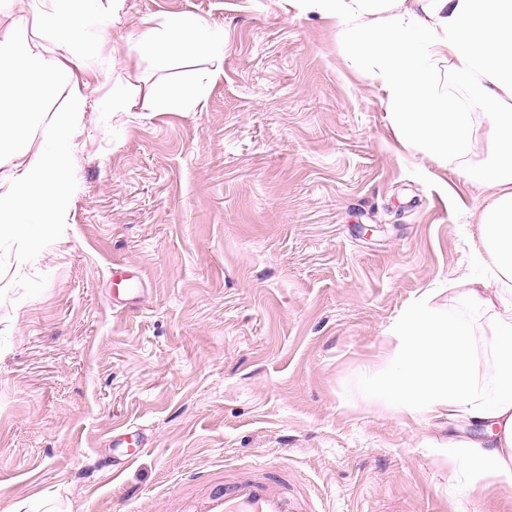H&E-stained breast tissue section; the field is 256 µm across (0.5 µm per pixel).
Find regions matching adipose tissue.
Wrapping results in <instances>:
<instances>
[{
	"instance_id": "1",
	"label": "adipose tissue",
	"mask_w": 512,
	"mask_h": 512,
	"mask_svg": "<svg viewBox=\"0 0 512 512\" xmlns=\"http://www.w3.org/2000/svg\"><path fill=\"white\" fill-rule=\"evenodd\" d=\"M0 33V233L16 224L60 222L66 172L90 96L106 90L105 112H126L138 94L152 111L188 112L223 74L224 32L193 13L144 20L131 51L150 55L165 85L140 90L114 80L108 27L122 0H10ZM300 13L333 21L352 67L386 93L400 142L441 165L483 146L488 163L467 177L486 192L476 215L479 275L450 290L447 313L428 299L392 330L397 348L367 371L363 398L430 422L463 420L475 439L449 436L448 462L465 460L467 490L485 481L512 488V0H295ZM482 105L483 139L455 95L440 92L438 67ZM66 91V109L26 147L46 103ZM492 375L482 380L480 363Z\"/></svg>"
}]
</instances>
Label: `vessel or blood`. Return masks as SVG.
<instances>
[{
  "instance_id": "vessel-or-blood-1",
  "label": "vessel or blood",
  "mask_w": 512,
  "mask_h": 512,
  "mask_svg": "<svg viewBox=\"0 0 512 512\" xmlns=\"http://www.w3.org/2000/svg\"><path fill=\"white\" fill-rule=\"evenodd\" d=\"M309 507L281 478L263 472L206 494L197 512H308Z\"/></svg>"
}]
</instances>
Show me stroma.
Returning a JSON list of instances; mask_svg holds the SVG:
<instances>
[{
	"label": "stroma",
	"instance_id": "obj_1",
	"mask_svg": "<svg viewBox=\"0 0 512 512\" xmlns=\"http://www.w3.org/2000/svg\"><path fill=\"white\" fill-rule=\"evenodd\" d=\"M223 28L224 74L189 112L88 109L60 224L0 236V512H190L211 486L284 470L317 512H512L466 492L420 424L360 382L423 295L476 273L484 192L405 148L331 21L293 0H123L121 77L148 17ZM134 274L115 296L113 263ZM149 444L109 468L118 427Z\"/></svg>",
	"mask_w": 512,
	"mask_h": 512
}]
</instances>
